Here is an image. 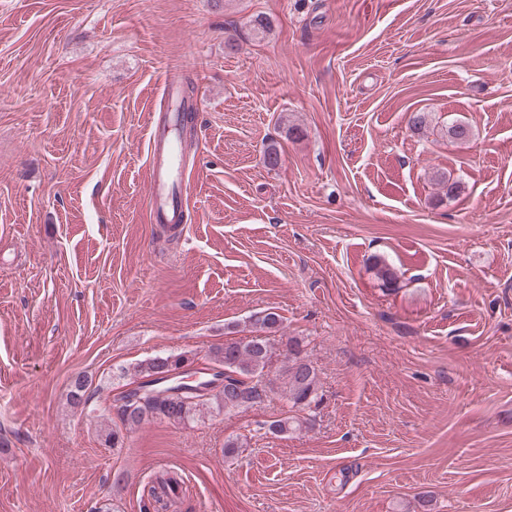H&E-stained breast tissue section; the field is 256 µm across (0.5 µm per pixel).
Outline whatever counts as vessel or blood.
<instances>
[{
	"mask_svg": "<svg viewBox=\"0 0 512 512\" xmlns=\"http://www.w3.org/2000/svg\"><path fill=\"white\" fill-rule=\"evenodd\" d=\"M151 159L148 169L147 208L154 221L168 224L180 218L182 203L178 186L182 182V153L179 143L166 128L151 129Z\"/></svg>",
	"mask_w": 512,
	"mask_h": 512,
	"instance_id": "vessel-or-blood-1",
	"label": "vessel or blood"
}]
</instances>
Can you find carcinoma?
<instances>
[{
  "label": "carcinoma",
  "instance_id": "carcinoma-1",
  "mask_svg": "<svg viewBox=\"0 0 512 512\" xmlns=\"http://www.w3.org/2000/svg\"><path fill=\"white\" fill-rule=\"evenodd\" d=\"M447 134L451 141L462 144L471 139L473 130L464 123H456L448 127ZM249 325L259 335L226 342L224 347L210 352L208 364L194 383L159 382L161 372L184 367L187 358L182 354L154 357L121 369V376L135 388L111 400L109 410L122 426L133 428L153 419L186 425L206 410L221 412L264 402L273 391L266 376L275 353L271 338L280 332L282 320L275 312H260L250 318ZM282 355L283 391L292 406L304 409L317 402L318 371L311 361L301 357L297 338H288ZM306 424L305 419L288 416L271 421V433L285 435L303 429Z\"/></svg>",
  "mask_w": 512,
  "mask_h": 512
}]
</instances>
